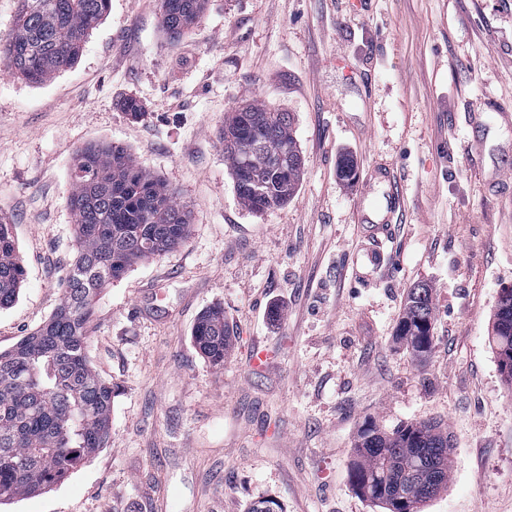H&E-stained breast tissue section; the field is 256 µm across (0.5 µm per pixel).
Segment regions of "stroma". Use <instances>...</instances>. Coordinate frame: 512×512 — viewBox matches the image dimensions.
Masks as SVG:
<instances>
[{
    "instance_id": "1",
    "label": "stroma",
    "mask_w": 512,
    "mask_h": 512,
    "mask_svg": "<svg viewBox=\"0 0 512 512\" xmlns=\"http://www.w3.org/2000/svg\"><path fill=\"white\" fill-rule=\"evenodd\" d=\"M251 103L293 113L303 157L295 197L262 213L239 203L218 136ZM493 105L512 113V0H206L177 43L158 0H111L55 78L0 75V217L23 268L0 351L61 300L79 148L126 149L190 215L179 247L94 305L87 355L115 389L107 447L0 512H248L267 497L284 512H381L349 481L367 417L447 426L448 490L424 512H512V389L489 344L512 287V193L488 179L512 170V127L472 145ZM380 167L405 212L378 246L357 208ZM421 280L435 343L419 361L392 336ZM214 306L234 336L220 368L191 339Z\"/></svg>"
}]
</instances>
